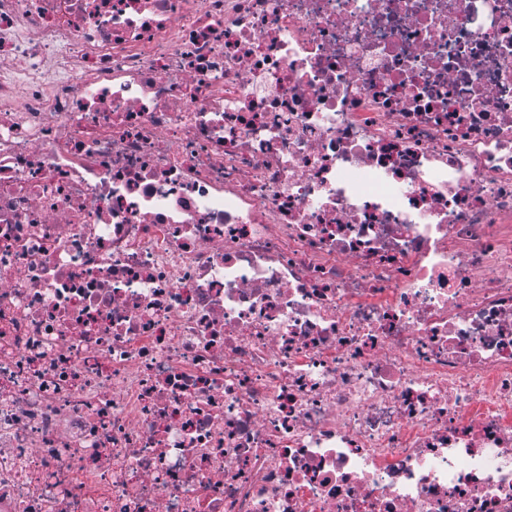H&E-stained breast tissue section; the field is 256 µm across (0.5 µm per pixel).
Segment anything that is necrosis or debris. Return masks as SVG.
I'll return each instance as SVG.
<instances>
[{"label": "necrosis or debris", "mask_w": 512, "mask_h": 512, "mask_svg": "<svg viewBox=\"0 0 512 512\" xmlns=\"http://www.w3.org/2000/svg\"><path fill=\"white\" fill-rule=\"evenodd\" d=\"M0 512H512V0H0Z\"/></svg>", "instance_id": "necrosis-or-debris-1"}]
</instances>
